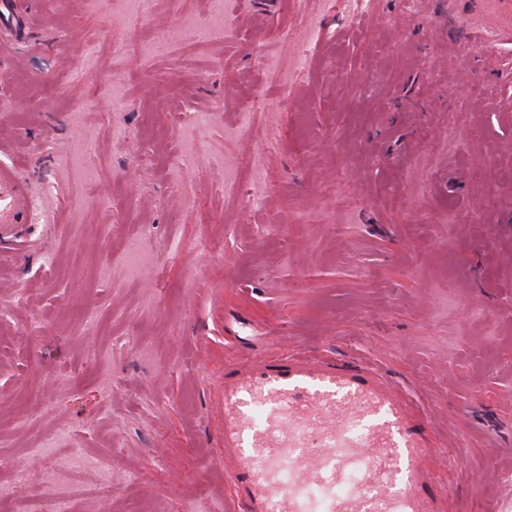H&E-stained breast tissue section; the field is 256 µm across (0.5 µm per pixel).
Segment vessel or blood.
Here are the masks:
<instances>
[{
  "label": "vessel or blood",
  "mask_w": 512,
  "mask_h": 512,
  "mask_svg": "<svg viewBox=\"0 0 512 512\" xmlns=\"http://www.w3.org/2000/svg\"><path fill=\"white\" fill-rule=\"evenodd\" d=\"M32 197L0 167V225ZM224 471L247 512H444L430 477L438 439L379 364L344 367L300 348L224 366Z\"/></svg>",
  "instance_id": "1"
}]
</instances>
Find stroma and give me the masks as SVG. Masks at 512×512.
I'll return each mask as SVG.
<instances>
[{"label": "stroma", "instance_id": "obj_1", "mask_svg": "<svg viewBox=\"0 0 512 512\" xmlns=\"http://www.w3.org/2000/svg\"><path fill=\"white\" fill-rule=\"evenodd\" d=\"M218 2L20 0L0 512H225L224 363L292 340L412 390L446 512H512V0H360L356 25L350 0H231L227 37L151 53ZM488 11L490 50L462 24ZM130 236L135 274L107 244ZM32 197L8 168L0 167V227L28 224Z\"/></svg>", "mask_w": 512, "mask_h": 512}]
</instances>
